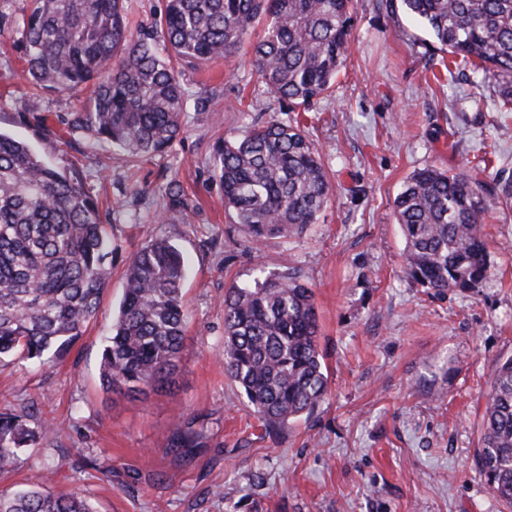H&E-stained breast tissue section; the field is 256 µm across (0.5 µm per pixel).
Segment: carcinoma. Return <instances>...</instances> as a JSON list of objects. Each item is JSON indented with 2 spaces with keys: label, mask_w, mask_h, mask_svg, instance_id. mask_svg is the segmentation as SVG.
Instances as JSON below:
<instances>
[{
  "label": "carcinoma",
  "mask_w": 512,
  "mask_h": 512,
  "mask_svg": "<svg viewBox=\"0 0 512 512\" xmlns=\"http://www.w3.org/2000/svg\"><path fill=\"white\" fill-rule=\"evenodd\" d=\"M152 30L133 32L123 0H30L21 47L42 89L88 91L68 128L93 132L135 163L163 152L182 130L189 94L179 64L234 55L263 24L251 66L288 108L327 95L343 67L354 0H164ZM423 24L435 43L492 75L512 102V0H377ZM213 168L224 206L249 240L299 234L331 199L319 151L301 122L271 117L226 138ZM164 224L189 209L180 182L167 184ZM512 199V178L484 195L468 171L426 168L394 199L405 241L404 275L432 295L468 293L490 275L484 216ZM112 265V235L80 173L45 162L29 142L0 132V358L58 357L97 315ZM187 265L171 240L147 239L127 262L118 316L101 353L109 391L169 388L188 348L183 305ZM314 290L284 277L224 292L225 376L274 431L311 415L329 394ZM478 466L492 495L512 507V356L491 368ZM60 428L26 411L0 410V471ZM50 476L0 492V512H92L78 491L54 492Z\"/></svg>",
  "instance_id": "carcinoma-1"
}]
</instances>
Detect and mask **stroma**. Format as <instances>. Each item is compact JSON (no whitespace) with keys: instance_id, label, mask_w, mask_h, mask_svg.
<instances>
[{"instance_id":"obj_1","label":"stroma","mask_w":512,"mask_h":512,"mask_svg":"<svg viewBox=\"0 0 512 512\" xmlns=\"http://www.w3.org/2000/svg\"><path fill=\"white\" fill-rule=\"evenodd\" d=\"M28 0H0V130L48 162L79 170L112 227L113 266L98 314L58 360L0 361V409H32L62 424L24 450L0 490L34 473L80 491L95 512H505L478 469L490 367L512 356V203L486 214L489 279L433 296L403 274L393 200L416 170L466 169L496 189L512 176V112L494 80L449 72L445 53L402 11L356 0L351 53L330 96L299 120L322 151L334 194L318 223L254 248L224 207L214 147L278 114L247 52L185 67L188 109L160 155L127 167L111 145L66 126L85 94L44 91L46 131L22 122L33 89L16 44ZM242 101L228 112L225 102ZM191 202L160 224L170 179ZM182 250L191 346L172 390L133 397L104 390L99 366L122 298L123 265L150 236ZM290 276L315 292L330 392L310 417L267 432L224 375V291ZM199 446L175 447L177 431Z\"/></svg>"}]
</instances>
